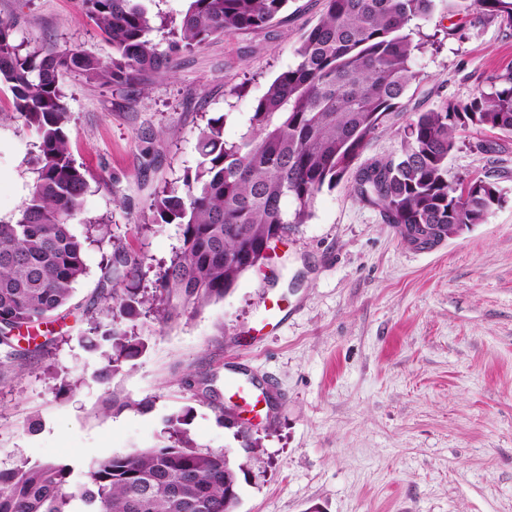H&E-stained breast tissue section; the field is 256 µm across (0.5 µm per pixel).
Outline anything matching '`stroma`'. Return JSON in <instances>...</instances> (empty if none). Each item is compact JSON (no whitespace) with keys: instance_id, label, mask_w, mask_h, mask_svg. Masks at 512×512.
<instances>
[{"instance_id":"stroma-1","label":"stroma","mask_w":512,"mask_h":512,"mask_svg":"<svg viewBox=\"0 0 512 512\" xmlns=\"http://www.w3.org/2000/svg\"><path fill=\"white\" fill-rule=\"evenodd\" d=\"M323 11L324 0H292L282 22L211 39L143 83L63 75L69 150L90 182L74 220L88 273L68 315L41 327L44 350L23 361L0 351V470L66 464L74 491L85 467L153 446L189 406L199 448L226 449L247 470L237 512H512V134L462 130L448 155L449 177L497 182L504 200L485 223L415 248L342 181L275 243L265 271L177 319H147L143 354L98 378L106 359L85 336L113 245L143 258L154 281L181 238L179 225L156 222L155 193L196 165L208 119L225 116L226 140L243 133ZM0 17L24 46L112 56L80 0H0ZM422 31L436 39L415 57L424 79L360 163L397 157L415 109L512 73V28L472 24L435 0ZM34 140L0 90L2 221L36 176ZM270 297L281 323L266 317ZM226 407L239 423L222 419Z\"/></svg>"}]
</instances>
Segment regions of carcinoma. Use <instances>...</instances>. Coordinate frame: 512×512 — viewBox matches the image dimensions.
Returning <instances> with one entry per match:
<instances>
[{
  "instance_id": "carcinoma-1",
  "label": "carcinoma",
  "mask_w": 512,
  "mask_h": 512,
  "mask_svg": "<svg viewBox=\"0 0 512 512\" xmlns=\"http://www.w3.org/2000/svg\"><path fill=\"white\" fill-rule=\"evenodd\" d=\"M85 14L112 41L107 61L74 46L64 50L15 44L12 24L0 18V86L37 137L36 177L11 221L0 220V349L20 358L23 328L60 318L85 276V239L72 220L89 182L68 149L70 115L61 78L142 81L166 73L172 56L216 36L259 31L277 21L289 0H189L162 50L150 38L145 0H80ZM476 23L512 27V0H458ZM434 0H326L318 23L294 49L296 62L281 71L257 100L250 125L236 141L224 139V116L212 118L197 142L200 160L181 186L164 188L153 208L159 224H177L181 243L157 279V294L140 288V259L116 246L108 260L115 283L102 289L104 323L91 321L92 346L111 353L99 378L120 373L146 348L145 339L120 328L156 312L164 322L182 310L224 298L245 273L264 264L272 244L292 224H304L323 189L349 174L375 131L401 108L422 81L414 68L412 34ZM512 133V75L466 101L442 100L414 113L400 156L360 166L352 189L379 208L405 243L440 242L450 224H483L502 202L489 176L451 179L448 153L463 127ZM295 207L287 212L282 201ZM192 409L168 419L161 445L113 455L90 465L75 494L64 487L68 465L25 463L0 471V512H229V489L239 475L224 450H202L184 425Z\"/></svg>"
}]
</instances>
